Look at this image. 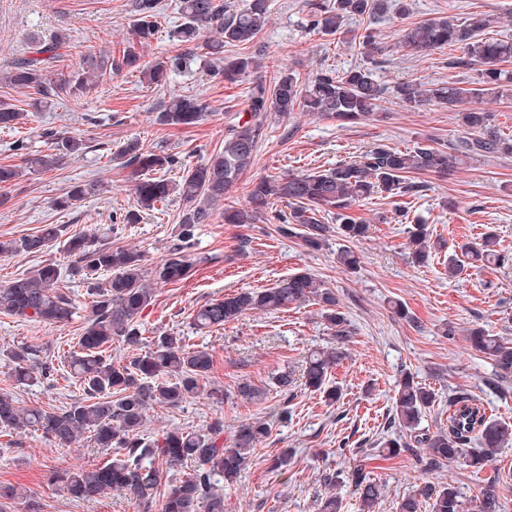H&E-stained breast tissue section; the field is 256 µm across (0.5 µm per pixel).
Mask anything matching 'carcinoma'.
Masks as SVG:
<instances>
[{"label": "carcinoma", "mask_w": 512, "mask_h": 512, "mask_svg": "<svg viewBox=\"0 0 512 512\" xmlns=\"http://www.w3.org/2000/svg\"><path fill=\"white\" fill-rule=\"evenodd\" d=\"M131 8L133 23L121 59L92 56L76 70H53L52 60L62 44L56 36L37 44L33 56L14 63L6 76L8 83L46 97L70 99L86 92L107 70L139 72L151 84H167L169 75L182 69L184 53L141 66V51L158 35L159 0H132ZM179 13L181 23L170 30L169 39L185 48V53L191 52L209 31L214 37L204 42V48L217 61L214 73L235 83L257 68L256 56L249 50L269 22L271 0H249L240 9L231 8L223 0H179ZM386 14L401 19L399 44L410 54L425 56L448 48L461 52L449 57L451 67H479L477 89H465L454 82L426 85L414 80L394 86L395 97L411 111L441 106L454 113L466 136L448 151L427 142L404 150L378 145L358 160L328 169L262 178L252 185L246 203L224 208V223L257 224L267 219L274 204L284 202L290 211L279 217L281 233L292 235L299 226L305 245L313 249L324 246L333 232L346 242L356 243L368 237L370 225L349 213L355 203L379 192L394 198L418 191V183L406 181L410 174L445 178L467 158L512 156V139L495 130L490 113L466 106L467 100L482 96L512 99V74L503 69V64L512 59V39L487 36L494 19L486 14H472L462 22L453 16L414 21L406 0H329L314 4L313 30L359 46L369 65L342 72L327 69L305 82L284 71L271 82L254 80L246 91L245 111L235 113L225 128L223 148L205 163L183 170L180 180L153 175L176 166L174 156L145 152L136 140L127 142L120 157L125 166L140 175L135 182L140 208L152 210L175 194L189 203L178 225L176 243L164 259L149 268L143 254L133 249L96 245L84 235L63 242L62 248L73 257L72 269L84 277L91 298L87 326L78 349L69 354L68 360L70 373L85 398L64 409H42L24 407L13 396L0 394L1 429H33L60 447H69L88 433L95 447L111 452L112 460L102 466L54 473L56 483L70 497L91 500L117 491L129 495L146 510L161 495L163 512H224L220 483L236 481L248 467L257 445L271 431L270 421L258 418L243 423L227 442L224 421L219 419L200 432L177 428L146 442L141 429L151 405L177 407L203 393L217 402L224 400V390L206 388L213 367L212 355L187 347L183 337L167 332L153 337L152 347L127 364L109 360L106 350L114 339L134 349L143 344L139 320L152 302L154 286L175 284L190 276L197 263L192 251L195 228L210 222L213 206L224 201V196L251 168L269 115L286 118L300 109L349 124L375 121L381 116L379 107L385 88L374 78L371 66L377 64L384 51L375 24ZM357 17L363 25L348 28V22ZM226 47L237 48V53L224 56ZM206 112L207 105L201 99L177 95L162 106L158 119L164 126L189 128L199 124ZM21 117L11 104L0 102V128L15 127ZM82 151V140L62 133L52 151L36 154L27 162L35 171H53L66 157ZM91 190L89 184L75 185L57 199L56 206L65 210ZM330 209L336 210L334 228L318 219L319 212ZM58 241L57 228L48 225L18 241H0V255L17 251L43 253ZM498 243L497 235L489 231L483 234L479 246H465L463 250L474 262L486 264L500 259ZM441 248L427 225L415 224L407 231V249L415 263H426L432 252ZM336 262L351 271L360 264L358 254L348 246L337 252ZM101 271L108 273V278L99 281L95 275ZM61 276L57 264L47 263L0 288V313L46 325L71 321V298L56 287ZM311 299L319 305L322 319L336 339L355 334L354 326L340 310L336 293L308 272L292 274L271 288L241 290L207 303L194 314L193 324L198 329L222 327L253 310H281ZM468 340L472 349L492 360L501 373L512 374V342L480 327L469 330ZM6 355L14 363L15 377L21 383L33 379L36 372L44 379L55 374L53 363L36 364L29 346L10 349ZM343 357L344 352L337 348L312 351L303 368V385L313 391L325 388L329 370ZM237 395L253 402L262 399L265 392L255 384L242 382L237 386ZM327 397L338 399L340 390L327 389ZM434 403V390L405 374L399 382L391 420L398 432L382 443L379 452L396 457L417 446L425 449L432 467L463 457L469 466L481 468L512 438V426L490 418L481 405L466 397L454 404L448 428L424 433L419 428L420 419ZM185 463L191 465V472L161 493L168 471ZM345 479L358 492L363 510L374 512L382 494L381 485L359 466L349 470ZM477 499L479 512H500L494 484L480 488ZM425 504L430 512H464L461 493L444 484L428 485L417 494L403 497L398 512H422Z\"/></svg>", "instance_id": "carcinoma-1"}]
</instances>
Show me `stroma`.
Segmentation results:
<instances>
[{"label": "stroma", "mask_w": 512, "mask_h": 512, "mask_svg": "<svg viewBox=\"0 0 512 512\" xmlns=\"http://www.w3.org/2000/svg\"><path fill=\"white\" fill-rule=\"evenodd\" d=\"M415 19L472 13L496 15L490 36H512V0H407ZM270 20L261 33L264 51L260 75L283 70L308 80L320 70L341 71L360 64L355 45L312 31L308 0H272ZM129 0H0V73L15 59L27 55L33 41L63 35L57 68L72 70L92 54L119 57L129 37ZM396 19L377 25L385 52L374 66L375 79L385 86L381 120L339 124L336 120L295 111L288 118H268L254 163L226 198L240 205L254 180L265 176L300 175L336 163L358 159L377 144L410 148L429 139L446 145L462 138L453 113L441 107L412 112L398 101L392 88L414 79L421 83L455 82L472 87L473 68H450L447 51L425 57L410 55L399 46ZM251 76L230 84L212 77L202 51H194L182 72L167 85L146 82L125 71L101 77L76 99L49 101L33 108L31 92L0 81V101L15 104L24 114L17 128L0 130V163L21 166L26 154L48 151L50 133L68 132L83 139V155L68 158L57 170H24L12 184L0 187V240H18L43 225L55 224L62 237L94 236L111 227L107 244L134 248L147 263L165 258L175 242L179 216L185 208L176 196L150 211L139 209L130 169L115 158L125 142L174 155L181 165L195 166L224 145V116L245 107ZM174 94L205 101L208 114L198 125L177 129L160 125L156 116ZM24 141L27 150L15 149ZM425 191L388 198L381 194L357 203L352 213L369 224L370 233L354 246L360 256L355 271L342 270L336 254L343 242L333 236L321 249L304 246L296 235H281L277 221L258 224L225 223L222 207H215L209 223L195 230L194 253L199 261L192 275L180 283L157 286L152 305L141 317L144 340L162 332L184 336L188 345L208 350L213 369L207 384L224 391L223 402L201 396L182 406H152L143 426L145 440L173 428L200 431L222 419L225 435L237 426L287 409V420L272 424V432L257 447L255 457L233 485L224 488V512H319L328 493L343 499L342 512H360L351 486L329 485L326 475L362 465L383 492L376 512H397L402 497L426 484H450L462 494L467 512L481 486L497 481L501 512H512V442L501 448L482 470L464 461L426 468L421 451L411 448L394 459H383L378 444L386 437L394 413L397 384L408 372L434 389L436 403L424 414L420 427L429 432L447 427L457 397L467 396L483 406L488 416L512 426V375L496 372L491 360L474 351L467 329L482 327L512 340V157H481L460 166L448 179L427 174ZM77 184L94 185L70 208L57 209L56 199ZM138 210L137 223L124 221ZM428 225L444 248L428 263H413L407 249V230ZM495 230L505 261L483 268L464 266L448 274V258L460 254L465 243L480 242ZM53 262L63 270L59 287L76 306L73 320L50 326L0 314V394L7 393L32 407L61 408L78 401L83 391L68 373L54 379L35 378L21 384L3 352L33 346L40 358L60 363L77 347L86 325L90 297L80 277L69 276L70 257L61 246L41 254L0 255V288L17 277ZM309 271L332 288L355 327L354 336L336 340L313 303L276 312H250L221 328L199 330L193 316L200 306L241 289H263L289 275ZM402 303L409 319L396 316L393 303ZM455 328L442 333L443 324ZM335 346L344 359L328 374L341 397L329 401L323 392L294 387L279 393L274 382L283 371L301 374L314 349ZM267 388L266 398L244 402L237 397L239 383ZM291 449L287 474L271 471L273 456ZM108 451L96 448L88 437L58 447L38 431L0 429V486L23 493L11 501L10 512H139L128 496L109 492L92 501L70 498L50 480L56 469L103 465Z\"/></svg>", "instance_id": "stroma-1"}]
</instances>
